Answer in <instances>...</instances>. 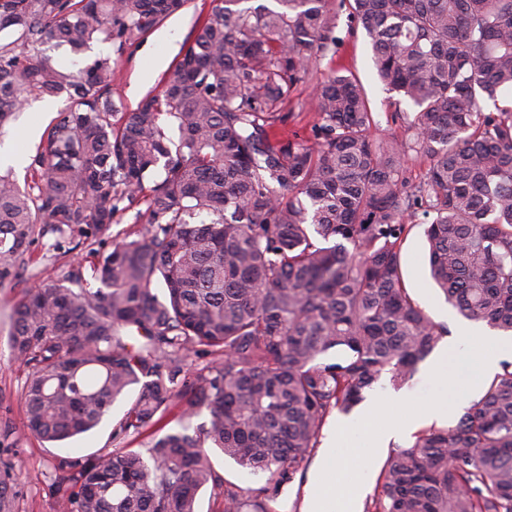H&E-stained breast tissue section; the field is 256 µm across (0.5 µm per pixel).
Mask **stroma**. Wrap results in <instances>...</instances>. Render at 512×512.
Segmentation results:
<instances>
[{"label": "stroma", "mask_w": 512, "mask_h": 512, "mask_svg": "<svg viewBox=\"0 0 512 512\" xmlns=\"http://www.w3.org/2000/svg\"><path fill=\"white\" fill-rule=\"evenodd\" d=\"M211 10V0H190L188 6L167 18L161 29L171 30L173 43L157 40L155 34L124 49L118 55L116 79L112 86L114 99L127 108L137 104L149 94L158 93L167 68L173 67L181 57V50L194 36V28L205 20ZM338 35L342 42L331 58H324L322 68L345 67L355 73L363 83L372 110L380 121V134L405 136L403 126L388 122L387 116L393 107L388 94L378 81L372 61L371 50L364 31L349 33L346 20H339ZM314 90L313 79L297 85L285 106L289 117L287 131L297 133L303 139H311L312 127L318 121L309 101ZM41 96L34 95L23 105L19 118L6 134H0V150L17 154L22 164L12 167L0 163V172H13L17 180H24L25 161L33 155L37 140L28 138L30 126L47 129L56 112L64 109L65 96L52 100L53 109L41 111ZM422 224H414L402 249V269L405 285L414 298L431 317L447 324L450 333H457L465 321L446 304L429 277L425 238ZM34 245L26 261L23 274L13 281L11 287L0 288V482L6 483L14 497V512H61L58 500L51 487V477L58 460L63 457H81L108 453L120 447L146 448L148 436L113 438L112 428L122 417L128 405L127 399L114 403L110 413L93 431L63 442H44L24 428V411L21 397L25 384L23 369L10 361L8 345V315L13 305L24 295L29 286L38 281L58 280L74 269L90 273L96 259V245L84 242L76 249L56 248V237L46 225L33 228Z\"/></svg>", "instance_id": "obj_1"}]
</instances>
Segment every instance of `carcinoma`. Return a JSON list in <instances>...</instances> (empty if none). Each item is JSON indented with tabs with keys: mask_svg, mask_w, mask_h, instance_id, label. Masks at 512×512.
<instances>
[{
	"mask_svg": "<svg viewBox=\"0 0 512 512\" xmlns=\"http://www.w3.org/2000/svg\"><path fill=\"white\" fill-rule=\"evenodd\" d=\"M187 2L0 0V131L33 94L68 98L31 183L0 174V286L26 263L34 225L59 245L100 240L145 204V233L98 253L90 278L35 285L12 308L29 434L90 432L134 389L112 437L150 433L144 453L60 460L63 512H196L206 487L224 512H276L333 411L383 378L408 382L448 335L404 284L419 215L448 304L512 333V0H215L160 93L131 110L112 99V55L76 72L45 55L95 42L120 54ZM343 11L412 107L392 114L404 138L375 136L361 82L334 67L314 87L313 143L281 129L292 90L342 42ZM419 158L430 166L413 183ZM202 355L215 359L199 368ZM215 449L264 483L243 495ZM364 512H512V362L454 424L387 456Z\"/></svg>",
	"mask_w": 512,
	"mask_h": 512,
	"instance_id": "carcinoma-1",
	"label": "carcinoma"
}]
</instances>
